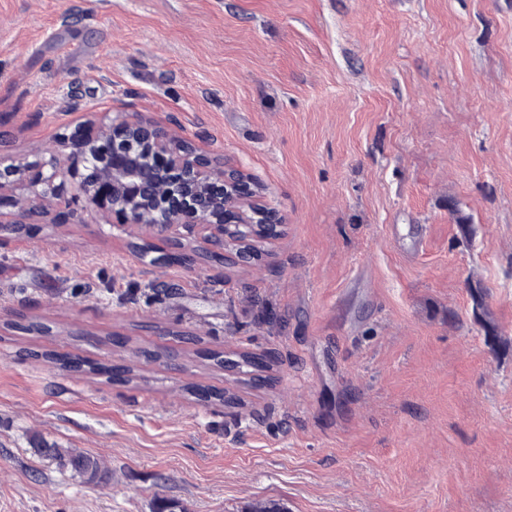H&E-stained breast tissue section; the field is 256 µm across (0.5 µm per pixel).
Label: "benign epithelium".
<instances>
[{
  "label": "benign epithelium",
  "mask_w": 512,
  "mask_h": 512,
  "mask_svg": "<svg viewBox=\"0 0 512 512\" xmlns=\"http://www.w3.org/2000/svg\"><path fill=\"white\" fill-rule=\"evenodd\" d=\"M20 181L31 188L20 201L26 219L48 218L73 182L88 202H105L124 223L153 230L171 249L181 242L168 232L199 229L196 254L212 257L221 249L227 265L250 257L255 239L273 238L282 226L278 211L248 200L239 172L134 112L78 125L58 148L26 164L0 161V191Z\"/></svg>",
  "instance_id": "7a95c632"
}]
</instances>
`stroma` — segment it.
<instances>
[{
  "instance_id": "obj_1",
  "label": "stroma",
  "mask_w": 512,
  "mask_h": 512,
  "mask_svg": "<svg viewBox=\"0 0 512 512\" xmlns=\"http://www.w3.org/2000/svg\"><path fill=\"white\" fill-rule=\"evenodd\" d=\"M115 112L285 226L234 266L70 193L0 232V512H512V0H0V158ZM42 453L56 460L59 465L70 469L76 475L85 478L89 482H102L108 477V470L102 462L87 453L75 448H42Z\"/></svg>"
}]
</instances>
